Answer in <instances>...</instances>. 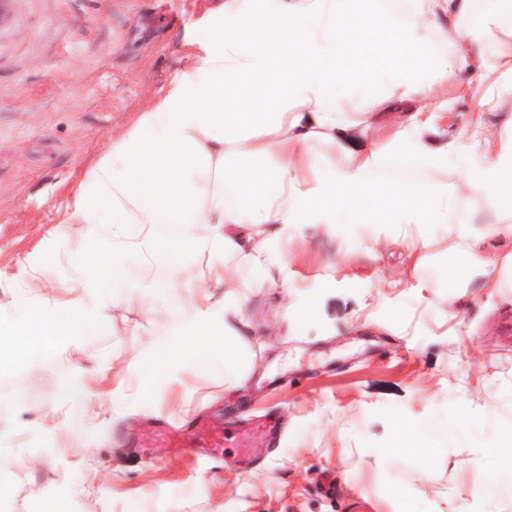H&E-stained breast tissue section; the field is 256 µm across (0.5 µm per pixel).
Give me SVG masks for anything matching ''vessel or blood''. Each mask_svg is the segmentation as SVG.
I'll list each match as a JSON object with an SVG mask.
<instances>
[{
    "mask_svg": "<svg viewBox=\"0 0 512 512\" xmlns=\"http://www.w3.org/2000/svg\"><path fill=\"white\" fill-rule=\"evenodd\" d=\"M280 434L275 420L270 417L224 420L200 419L185 427L164 428L163 436L171 454L180 455L187 449L198 450L206 458H220L226 449H233L243 469H250L252 450L276 442Z\"/></svg>",
    "mask_w": 512,
    "mask_h": 512,
    "instance_id": "vessel-or-blood-1",
    "label": "vessel or blood"
}]
</instances>
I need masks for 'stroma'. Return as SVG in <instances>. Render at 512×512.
<instances>
[{
  "instance_id": "stroma-1",
  "label": "stroma",
  "mask_w": 512,
  "mask_h": 512,
  "mask_svg": "<svg viewBox=\"0 0 512 512\" xmlns=\"http://www.w3.org/2000/svg\"><path fill=\"white\" fill-rule=\"evenodd\" d=\"M218 0H5L0 5V323L40 300L20 269L46 254L45 277L66 297L79 255L50 244L71 187L182 68L200 20ZM376 227L298 228L288 287L252 292V339L263 352L233 398L224 355L184 368L173 387L136 380L120 412L89 419L69 396H47L74 363L102 373L112 357L165 338L186 315L168 284L189 268L144 269L114 256V296L148 288L157 317L132 334L131 313L90 302V331L54 339L34 360L0 348V470L13 476L7 512H512V272L487 288L466 260L371 246ZM248 407L276 411L277 447L236 466L173 458L162 420ZM422 443L394 447L403 430ZM496 455H489V448ZM31 458V469L18 460Z\"/></svg>"
}]
</instances>
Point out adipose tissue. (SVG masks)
<instances>
[{"instance_id":"ef3b65f1","label":"adipose tissue","mask_w":512,"mask_h":512,"mask_svg":"<svg viewBox=\"0 0 512 512\" xmlns=\"http://www.w3.org/2000/svg\"><path fill=\"white\" fill-rule=\"evenodd\" d=\"M202 27L168 90L66 199L56 237L97 264L77 267L69 299L45 300L1 336L90 330L86 296H110L122 276L110 254H137L148 268L187 259L191 273L175 289L189 320L121 369L203 371L218 348L230 397L257 359L250 293L284 278L298 225H390L393 244L411 239L423 252L444 237L471 254V277L498 287L512 251L487 260L479 246L484 228L512 233V141L478 121L449 140L441 124L448 84L477 111L512 112V0H492L479 16L473 0H224ZM371 84L379 93L350 100V89ZM397 105L405 112L392 134L365 144L373 120ZM478 144L484 177L462 175V155ZM405 147L425 180L389 174ZM164 224L175 234L161 236Z\"/></svg>"}]
</instances>
